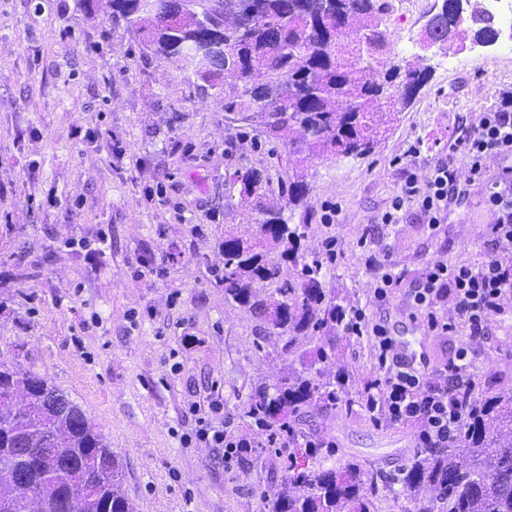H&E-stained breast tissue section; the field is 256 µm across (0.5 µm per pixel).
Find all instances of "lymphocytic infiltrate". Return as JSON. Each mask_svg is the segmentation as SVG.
<instances>
[{"instance_id": "lymphocytic-infiltrate-1", "label": "lymphocytic infiltrate", "mask_w": 512, "mask_h": 512, "mask_svg": "<svg viewBox=\"0 0 512 512\" xmlns=\"http://www.w3.org/2000/svg\"><path fill=\"white\" fill-rule=\"evenodd\" d=\"M419 156L416 145L404 150L399 190L378 221L399 223L413 209L431 230H438L450 206L464 204L474 185H485L484 202L495 216L489 231L495 256L477 265L435 260L406 293L410 308L425 313L434 330L440 325L437 311L442 302L451 301L453 321L466 326L471 342L477 343L493 319L507 314L512 300V262L500 258L512 250V94L479 113L476 120L458 124L448 141L447 156L438 158L423 174L418 171ZM494 161L500 169L491 180L487 172ZM349 319L351 333L366 332L373 338L382 373L368 404L376 423L416 425L421 448L456 444L478 402L467 348H460L456 363L443 370L412 368L400 357L385 325L370 323L365 309H351Z\"/></svg>"}]
</instances>
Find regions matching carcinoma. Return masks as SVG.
I'll return each instance as SVG.
<instances>
[{
    "instance_id": "carcinoma-1",
    "label": "carcinoma",
    "mask_w": 512,
    "mask_h": 512,
    "mask_svg": "<svg viewBox=\"0 0 512 512\" xmlns=\"http://www.w3.org/2000/svg\"><path fill=\"white\" fill-rule=\"evenodd\" d=\"M469 14L459 0L430 12L420 39L441 49L449 40H498L494 18L473 0ZM391 0H208L205 9L177 21L140 11L138 0H112V20L125 22L143 49L160 58L177 57L197 80L214 90L234 77L241 90L224 97L233 122L257 125L281 139L293 159L292 174L277 182L260 170L234 171L240 200L278 194L279 207H260L258 238L224 236V266L214 270L224 297L260 315L269 330L288 335L285 349L297 354L273 384L260 386L242 416L261 428L299 432L297 421L311 406L327 415L355 412L374 396L375 383L356 387L354 376L327 372L337 342L348 334L350 309L324 287L323 263L300 254L307 224H293L307 183L297 169L310 155L360 157L372 154L383 136L377 106L409 104L428 70L408 58L392 57L381 26ZM365 33L353 46L340 42L351 20ZM383 68V79L368 73ZM37 374L0 361V502L14 512L30 493L41 512H63V488L75 478L88 487L73 512H135L123 490V468L104 436L81 407L55 386L28 387ZM29 448H44L31 464ZM297 448H282L288 473L273 512H377L388 489L417 501L428 488L441 512H512V395L480 400L452 448H419L410 463L390 477L370 462L348 461L324 468L329 448H307L315 459L299 468ZM24 477L21 486L10 476ZM399 488H394V485Z\"/></svg>"
}]
</instances>
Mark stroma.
Returning <instances> with one entry per match:
<instances>
[{
  "label": "stroma",
  "instance_id": "1",
  "mask_svg": "<svg viewBox=\"0 0 512 512\" xmlns=\"http://www.w3.org/2000/svg\"><path fill=\"white\" fill-rule=\"evenodd\" d=\"M392 3L383 31L392 51L408 56L436 0ZM427 64L429 81L373 154L301 162L310 226L301 248L313 257L338 236V254L324 265L328 290L366 308L435 370L467 343V329L428 331L399 288L371 304L366 258L386 252L410 282L439 258L492 256L484 240L495 216L481 184L436 231L412 209L396 224L377 218L400 186L395 157L413 142L419 164L446 153L461 119L512 92V53L471 42ZM234 89L230 78L223 92L205 88L181 61L143 51L113 25L108 0H0V358L82 408L122 462L136 512H271L286 474L266 432L241 416L254 388L284 372L285 339L261 332L213 276L225 235L251 240L258 229V212L229 174L288 170L284 143L227 124L224 97ZM112 143L122 157L110 156ZM336 201L337 223H321ZM468 359L477 396L512 395V317L491 323ZM329 369L378 378L370 337L347 335ZM201 415L253 442L247 464L225 463L223 451L197 440ZM300 428L335 443L333 465L354 458L391 475L412 458L418 434L315 407Z\"/></svg>",
  "mask_w": 512,
  "mask_h": 512
}]
</instances>
